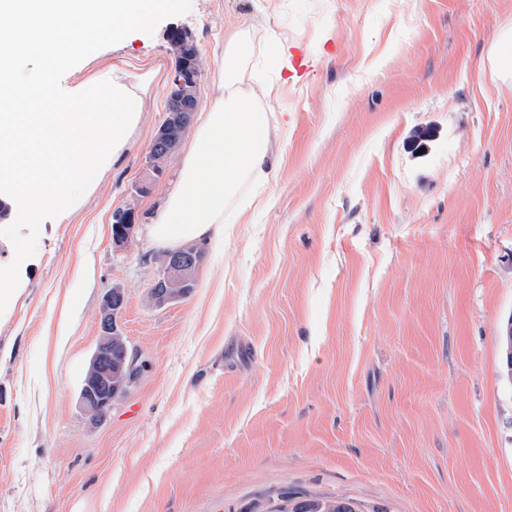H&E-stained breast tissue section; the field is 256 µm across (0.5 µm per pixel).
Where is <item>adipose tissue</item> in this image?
Listing matches in <instances>:
<instances>
[{
    "label": "adipose tissue",
    "instance_id": "ef3b65f1",
    "mask_svg": "<svg viewBox=\"0 0 512 512\" xmlns=\"http://www.w3.org/2000/svg\"><path fill=\"white\" fill-rule=\"evenodd\" d=\"M250 35L234 32L225 43L224 66L209 106L201 113L184 153L178 179L149 224L160 245L223 236L229 207L244 211L250 201L241 189L261 184L273 168L269 149L274 86L253 91Z\"/></svg>",
    "mask_w": 512,
    "mask_h": 512
}]
</instances>
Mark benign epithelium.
<instances>
[{
    "instance_id": "1",
    "label": "benign epithelium",
    "mask_w": 512,
    "mask_h": 512,
    "mask_svg": "<svg viewBox=\"0 0 512 512\" xmlns=\"http://www.w3.org/2000/svg\"><path fill=\"white\" fill-rule=\"evenodd\" d=\"M171 52L176 64L171 71L167 85V109L164 120L155 135L151 148L150 160L154 163L163 160L178 147V134L186 131L197 109V87L205 75L199 66L201 56L192 35L182 31L180 37L172 44ZM116 232L112 234L116 243L128 239L134 226V212L120 209L113 214ZM196 257L182 253L168 255L165 279L173 287L181 286L194 277ZM98 361L92 364L81 396L86 410L96 418H103L112 408V393L100 394L101 384L112 387V365L101 367L104 360H112V330L105 329V334L97 349Z\"/></svg>"
}]
</instances>
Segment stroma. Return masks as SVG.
<instances>
[{
	"instance_id": "35a3bbf8",
	"label": "stroma",
	"mask_w": 512,
	"mask_h": 512,
	"mask_svg": "<svg viewBox=\"0 0 512 512\" xmlns=\"http://www.w3.org/2000/svg\"><path fill=\"white\" fill-rule=\"evenodd\" d=\"M175 28L206 64L202 107L236 30L254 59L276 38L314 62L256 72L288 115L277 165L223 242H198L195 288L158 305L148 224L182 154L156 172L149 151ZM507 29L512 0H192L64 75L152 79L0 315V512H512V79L490 61ZM118 208L136 222L120 244ZM115 287L138 371L94 419L79 391ZM289 512H356V510L349 501L334 497L303 501Z\"/></svg>"
}]
</instances>
